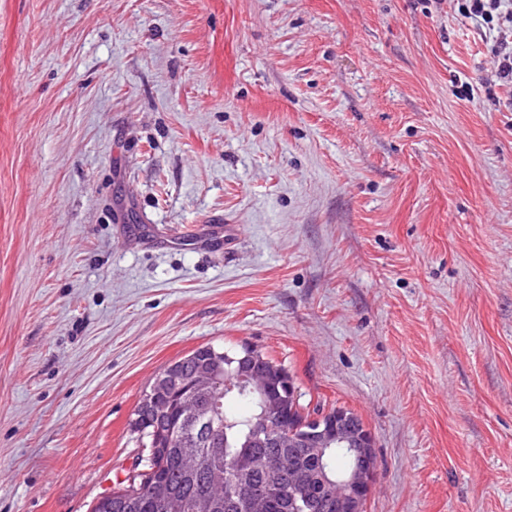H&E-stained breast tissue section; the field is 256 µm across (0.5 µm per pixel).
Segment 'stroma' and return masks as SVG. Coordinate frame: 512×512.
<instances>
[{
    "label": "stroma",
    "mask_w": 512,
    "mask_h": 512,
    "mask_svg": "<svg viewBox=\"0 0 512 512\" xmlns=\"http://www.w3.org/2000/svg\"><path fill=\"white\" fill-rule=\"evenodd\" d=\"M497 37L427 0H0V512H91L205 345L361 416L365 512H512Z\"/></svg>",
    "instance_id": "stroma-1"
}]
</instances>
